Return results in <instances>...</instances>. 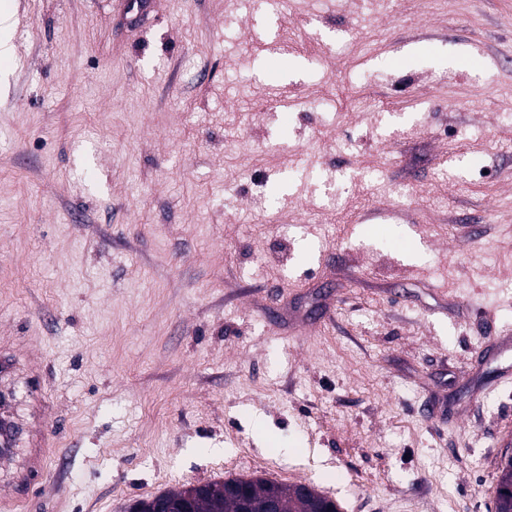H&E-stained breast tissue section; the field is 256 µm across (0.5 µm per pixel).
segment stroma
I'll return each mask as SVG.
<instances>
[{"instance_id": "obj_1", "label": "stroma", "mask_w": 512, "mask_h": 512, "mask_svg": "<svg viewBox=\"0 0 512 512\" xmlns=\"http://www.w3.org/2000/svg\"><path fill=\"white\" fill-rule=\"evenodd\" d=\"M124 2L0 0V512H494L512 0ZM253 481L252 484V502L254 505L253 512H264L263 502L266 494L275 489L279 492L283 500V511L282 512H315V504L310 500H302L298 497L295 492L296 485H288L285 483H279L266 478L256 477L250 479ZM227 492H233L241 497L243 501L246 500L247 492L243 487L224 484V494ZM224 494L218 493L215 497L203 499L199 503L196 512H238L236 503L233 500L224 499Z\"/></svg>"}]
</instances>
